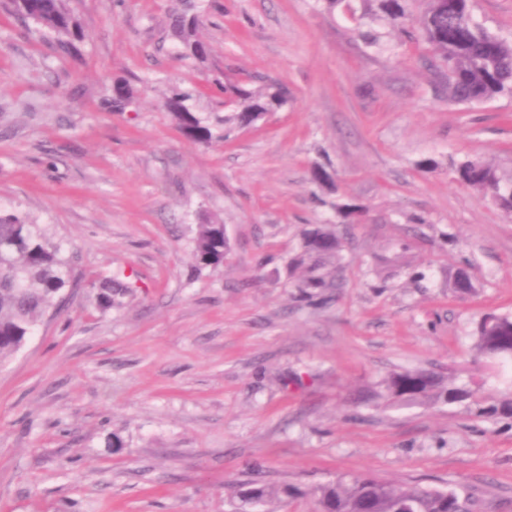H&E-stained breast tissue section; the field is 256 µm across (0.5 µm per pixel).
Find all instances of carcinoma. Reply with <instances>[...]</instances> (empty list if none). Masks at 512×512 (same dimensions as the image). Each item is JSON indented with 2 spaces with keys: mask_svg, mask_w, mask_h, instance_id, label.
Masks as SVG:
<instances>
[{
  "mask_svg": "<svg viewBox=\"0 0 512 512\" xmlns=\"http://www.w3.org/2000/svg\"><path fill=\"white\" fill-rule=\"evenodd\" d=\"M18 14L39 29L54 33L60 49L68 55L78 51V24L64 5V0H14ZM327 9L345 4V13L354 24V32L368 46H378L384 34L362 31L366 18L380 19L388 30L406 32L418 24L419 38L430 55L448 100L456 103H479L503 94H512V42L484 29L471 12L470 0H425V10L414 18V0H361V9L351 0H323ZM199 16L176 14L172 34L184 46L186 56L203 65L209 48L197 36ZM106 99L111 112H124L133 102L134 91L127 82ZM224 103L235 109L215 117L224 126H253L267 113L276 112L288 103L287 91L276 82L247 88L222 85ZM193 94L174 90L165 98L164 107L183 135L195 142L213 138L209 118L192 110ZM458 180L482 192H489L499 208L512 216V182L504 184L497 169L479 160H467L456 168ZM312 183L321 190L333 191L330 170L316 165ZM337 217L350 224L365 210L355 204L335 205ZM224 225L207 220L198 225L193 249L197 267H217L224 263ZM344 238L334 224H313L304 229L300 252L289 263L290 272H301L295 287L321 303L333 300L343 286L340 260ZM75 281L72 258L54 243L39 224L30 223L18 212H0V364L15 355L26 343L38 321L63 301V291ZM96 289V305L110 310L121 285L101 281ZM475 349L480 357L512 362V314L487 313L478 321ZM383 397L389 406L416 402L443 401L448 404L468 402L479 417H512V393L487 403L472 389L457 383L453 374L442 378L420 369H404L389 374L382 382ZM302 491L290 485L268 486L244 482L234 487L231 512H246L250 503L264 507L262 512H277L283 499ZM319 512H471L470 499L453 489L424 488L416 484H395L375 476H341L314 489Z\"/></svg>",
  "mask_w": 512,
  "mask_h": 512,
  "instance_id": "obj_1",
  "label": "carcinoma"
}]
</instances>
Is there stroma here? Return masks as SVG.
Listing matches in <instances>:
<instances>
[{
	"instance_id": "1",
	"label": "stroma",
	"mask_w": 512,
	"mask_h": 512,
	"mask_svg": "<svg viewBox=\"0 0 512 512\" xmlns=\"http://www.w3.org/2000/svg\"><path fill=\"white\" fill-rule=\"evenodd\" d=\"M185 1L68 0L75 59L0 0V210L47 227L77 277L0 364V512H229L252 477L303 489L279 512H313L309 490L342 474L512 512V418L357 401L406 368L457 372L490 402L512 386L473 351L483 314L512 313V219L455 174L477 158L512 177V96L448 103L408 34L366 46L315 0H189L200 67L170 34ZM472 9L512 41V0ZM118 80L136 104L105 111ZM267 80L287 106L205 145L164 108L198 87L194 111L220 113L219 83ZM317 163L335 192L311 183ZM351 201L368 213L339 227L344 286L312 305L288 260ZM207 217L228 250L198 269ZM104 278L129 287L107 311L90 287Z\"/></svg>"
}]
</instances>
